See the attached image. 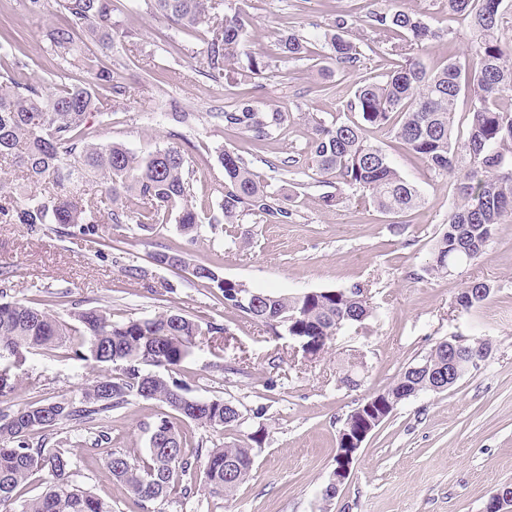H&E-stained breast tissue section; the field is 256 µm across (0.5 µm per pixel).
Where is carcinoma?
<instances>
[{
    "label": "carcinoma",
    "instance_id": "obj_1",
    "mask_svg": "<svg viewBox=\"0 0 512 512\" xmlns=\"http://www.w3.org/2000/svg\"><path fill=\"white\" fill-rule=\"evenodd\" d=\"M65 16L62 28L49 33L50 51L58 59L75 62L90 75L86 83L68 82L58 66L53 90L16 77L26 64L0 74V164L15 172L20 183L0 202L1 224H61L75 227L84 236L98 233L101 204H110L113 224H135L142 230L165 224L171 215L190 240L198 237L201 220L189 204L192 175L185 153L176 146L158 149L146 156L125 146L100 142L93 117H109L102 110L92 85L109 89L120 99L126 90L112 70L96 55H83L75 35L85 31L105 50L134 38V33L112 21V0H54ZM155 13L180 29L206 27L210 37L203 51L207 77L220 83L228 66L245 56V73L261 74L271 62L244 53V23L239 13H224L223 0H147ZM504 0H444L450 14L470 18V34L462 58L448 57L440 67L427 69L410 54L380 81L355 83L350 111L357 119H336L327 125L312 119L307 144L312 167L336 179V192L322 196L325 206L339 204L347 191L383 214L402 215L421 207L424 197L394 167L388 155L368 142L367 129L386 128L410 153L421 157L436 176L458 175V199L448 215V227L438 238L426 267L433 276L448 274L450 260L467 252L480 257L495 226L512 217V107L503 99L512 91V38L502 27ZM366 23L395 40L423 51L439 34L424 15L391 2L371 11ZM348 19L338 14L322 36V49L342 70L354 72L361 53L345 37ZM280 55L301 60L309 53L308 41L294 30L277 35ZM467 95L470 123L467 136L453 137L456 105ZM288 121V113L276 108L260 112L246 101L224 111V126L263 141ZM222 217L210 221L235 224L248 212L265 224L293 222L291 209L277 202L243 157L226 152ZM97 184L100 191L88 189ZM136 200L142 208L132 210ZM159 265L186 266L183 253L160 252ZM192 275L206 287L216 289L228 308L242 312L272 332L286 326L305 336L336 335V325L361 323L370 308L360 286L284 295L254 291L226 279L214 269L196 265ZM491 295V286L474 281L457 297L469 311ZM76 324L60 320L45 308L20 302H0V358L22 349L68 346L83 361L110 363L120 355L129 368L120 378L100 375L83 388L79 399H44L17 410L0 408V506L11 501L33 477L47 472V490L30 500L26 512H112L109 501L73 479L70 452L33 442L39 435L69 422L76 428L94 430V445L111 441L108 423L112 411L134 398L154 400L165 407L155 423L147 452L135 459L114 453L107 462L112 479L122 484L134 504L145 509L156 501L186 497L192 490L195 470L203 468L209 491L232 495L251 475L252 444H261L260 431L245 435L232 446L189 448L185 435L174 425L176 415L187 423L212 428L238 429L237 406L228 400H202L188 394L186 386L171 376L184 361L198 336L200 322L181 312L166 310L151 316L112 320V313L97 308L74 313ZM446 362L441 353L428 354L407 367L387 388L373 394L372 410L354 416V427L383 413L395 397H414L421 392L448 389Z\"/></svg>",
    "mask_w": 512,
    "mask_h": 512
}]
</instances>
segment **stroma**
Masks as SVG:
<instances>
[{
	"mask_svg": "<svg viewBox=\"0 0 512 512\" xmlns=\"http://www.w3.org/2000/svg\"><path fill=\"white\" fill-rule=\"evenodd\" d=\"M114 3L113 21L135 39L104 55L127 93L113 104L101 140L139 155L180 147L194 170L190 202L203 216L216 212L222 198L221 155L236 152L295 214L289 224H262L246 214L214 231L205 225L192 242L176 221L149 233L133 224L114 226L105 211L93 237L59 224L0 223L7 300L30 305L61 291L65 297L53 311L68 322L76 310L96 307L116 320L168 309L214 324L216 333L197 337L178 378L196 397L261 410L242 430L262 435L254 470L233 495L210 493L200 483L188 498L155 502L149 512H484L498 488L512 486V217L497 225L484 254L434 277L424 268L456 200V175L434 176L387 130L369 129L370 142L425 199L395 221L353 196L324 206L328 186L315 170L303 166L293 174L279 167L287 157H305L310 118L335 120L345 113L356 81L381 80L396 66L384 34L364 21L382 0H224L225 12L244 20L247 51L271 61L273 69L255 79L232 71L220 83L202 72L206 30H180L145 0ZM339 13L350 17L347 38L361 51L360 66L354 74L333 70L327 79L332 93L321 96L314 87L331 62L319 38ZM63 21L52 2L32 14L24 0H0V44L11 42L13 57L27 64L23 76L48 88L56 63L45 32ZM284 26L308 39V57L280 60L276 32ZM243 97L263 111H287V125L261 142L225 127L221 112ZM175 111L189 113V120L174 122ZM174 250L184 252L187 267L154 263L155 253ZM127 264L141 267L144 278L129 279ZM195 265L254 290L288 295L357 285L372 313L342 327L310 359L288 336L225 308L216 290L192 276ZM474 281L490 284L492 294L465 313L456 298ZM454 338L488 340L491 352L447 391L422 392L399 404L367 437L348 481L325 498L346 415L438 342ZM351 359L358 362L354 388L339 383ZM7 362L11 378L0 389V407L14 410L48 398H79L89 380L113 372L111 365L72 358L62 347L27 349ZM161 412L160 403L136 398L113 412L108 445L94 446L92 433L69 423L45 443L73 448L76 480L111 502L112 512H140L109 477L106 463L114 453H145Z\"/></svg>",
	"mask_w": 512,
	"mask_h": 512,
	"instance_id": "35a3bbf8",
	"label": "stroma"
}]
</instances>
